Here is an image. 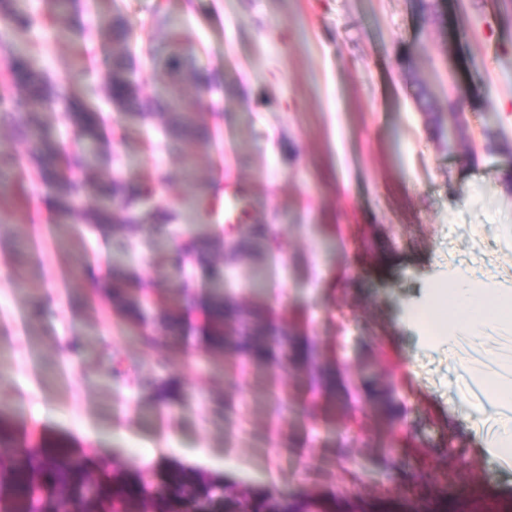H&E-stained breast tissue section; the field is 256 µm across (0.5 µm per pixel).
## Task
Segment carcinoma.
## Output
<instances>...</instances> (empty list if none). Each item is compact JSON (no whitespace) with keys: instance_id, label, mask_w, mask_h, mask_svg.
I'll return each mask as SVG.
<instances>
[{"instance_id":"obj_1","label":"carcinoma","mask_w":512,"mask_h":512,"mask_svg":"<svg viewBox=\"0 0 512 512\" xmlns=\"http://www.w3.org/2000/svg\"><path fill=\"white\" fill-rule=\"evenodd\" d=\"M32 24L30 14L18 9L15 0H0V27L20 36ZM132 33L122 15L112 14V70L106 73L111 105L124 118L143 119L152 112L167 116V129L174 140L183 136L200 138L211 145L214 136L201 130L195 118V106L179 96H158L148 102L141 99L132 73ZM171 83L181 82L192 69L189 57L168 42L156 48ZM67 108L70 125L81 142L88 143L65 154L44 137L35 114L55 103ZM0 104L3 112L27 115L16 129L23 140L32 142L30 163L38 181L53 194L57 223L82 216L88 224H167L171 214L162 212L148 217L135 211L136 195L127 192L119 180L100 181L93 174V163L101 142V122L96 111L88 108L61 83L50 81L36 70L31 58L16 47L6 49L4 74L0 78ZM82 198L93 200L86 210L78 211ZM112 297L114 309L126 313L136 323H152L166 335H180V312L189 297L172 301L159 294L155 304L141 297L140 290L124 283L121 263L113 261ZM208 313L202 337L213 347L238 358L242 367L255 363L284 368L295 367L311 395L312 409L329 414L355 415L359 407L352 387L338 386L334 362L313 336L298 342L296 329L282 317L264 316L259 309L239 304L224 293L223 274L209 269V287L204 296ZM377 412L375 425L395 435L398 416L392 391L380 389L364 399ZM66 443L55 438L35 448L16 446L12 462L0 467V512H59L67 503L78 500L86 512H330L331 505L312 494L304 498L267 496L254 498L245 486H217L194 473L157 483H130L120 466L101 465L92 473L81 464L52 465Z\"/></svg>"}]
</instances>
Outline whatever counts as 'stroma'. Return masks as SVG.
Wrapping results in <instances>:
<instances>
[{"instance_id": "1", "label": "stroma", "mask_w": 512, "mask_h": 512, "mask_svg": "<svg viewBox=\"0 0 512 512\" xmlns=\"http://www.w3.org/2000/svg\"><path fill=\"white\" fill-rule=\"evenodd\" d=\"M38 19L23 41L37 70L79 90L112 66V34L68 38L48 0H21ZM133 29L143 97L171 86L197 106L215 146L170 144L166 119H117L106 93L94 171L155 183L152 211L171 224L101 229L56 225L52 193L10 202L16 170L0 173V412L18 438L76 440L85 459L150 455L153 474L192 465L216 479L288 497L315 492L347 512H409L424 495L437 512H471L466 484L512 505V470L484 452L505 405H486L472 351L491 357L512 326L487 322L470 349L438 343L404 318L458 271L512 291V0H101ZM177 35L206 86L170 85L150 47ZM467 95L454 149L435 130ZM168 179L156 183L157 174ZM206 188L192 209L186 176ZM244 188L247 224L225 225L223 189ZM248 238L250 259L224 244ZM205 240L239 301L285 312L320 339L356 387L395 385L400 440H348L342 417H314L300 376L241 368L115 311L86 266L122 270L152 294L202 293L200 265L176 259ZM167 383L159 400L158 383ZM290 410L277 419L273 394Z\"/></svg>"}]
</instances>
